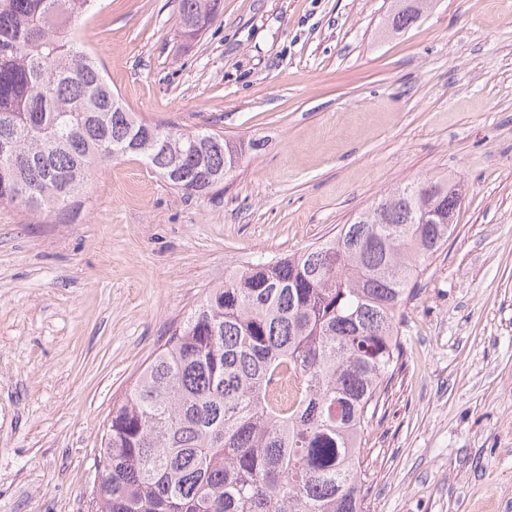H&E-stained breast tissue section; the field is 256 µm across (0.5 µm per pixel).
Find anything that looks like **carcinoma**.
<instances>
[{"label":"carcinoma","mask_w":512,"mask_h":512,"mask_svg":"<svg viewBox=\"0 0 512 512\" xmlns=\"http://www.w3.org/2000/svg\"><path fill=\"white\" fill-rule=\"evenodd\" d=\"M95 0H0V205L76 217L101 165L135 156L186 195L244 151L126 111L77 22ZM430 0H403L394 30ZM222 0H178L189 41ZM158 131L150 138L146 131ZM461 205L448 180L407 183L336 235L257 260L174 330L112 405L94 512H366L361 447L404 365L400 324Z\"/></svg>","instance_id":"cac0c4a2"}]
</instances>
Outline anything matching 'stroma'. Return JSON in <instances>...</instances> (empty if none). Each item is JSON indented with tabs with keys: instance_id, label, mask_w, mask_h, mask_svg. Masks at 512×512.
<instances>
[{
	"instance_id": "obj_1",
	"label": "stroma",
	"mask_w": 512,
	"mask_h": 512,
	"mask_svg": "<svg viewBox=\"0 0 512 512\" xmlns=\"http://www.w3.org/2000/svg\"><path fill=\"white\" fill-rule=\"evenodd\" d=\"M396 7L224 0L190 43L175 0L81 19L129 111L261 147L202 195L122 158L76 223L0 206V512H89L113 402L225 271L437 176L461 206L365 435L367 512H512V0H432L400 32Z\"/></svg>"
}]
</instances>
